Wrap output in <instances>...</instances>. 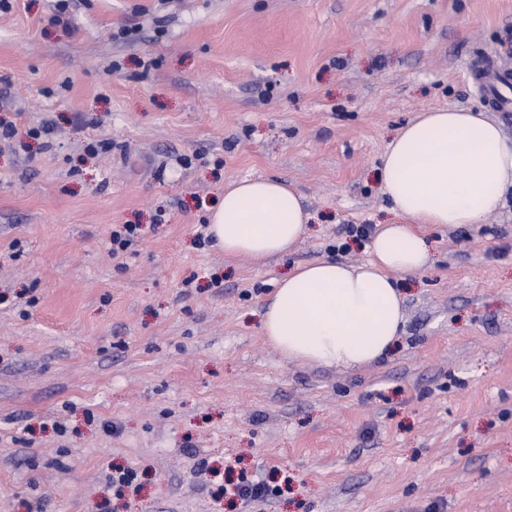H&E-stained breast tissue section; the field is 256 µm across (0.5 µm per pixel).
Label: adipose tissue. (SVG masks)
<instances>
[{
  "label": "adipose tissue",
  "instance_id": "1",
  "mask_svg": "<svg viewBox=\"0 0 512 512\" xmlns=\"http://www.w3.org/2000/svg\"><path fill=\"white\" fill-rule=\"evenodd\" d=\"M378 179L394 220L378 225L369 259L317 260L276 283L261 330L288 361L354 370L383 359L404 323L399 279L433 261L422 225L475 224L496 208L512 184V143L481 113L424 112L389 144ZM306 221L295 189L246 178L225 186L208 233L225 254L262 266L294 249Z\"/></svg>",
  "mask_w": 512,
  "mask_h": 512
}]
</instances>
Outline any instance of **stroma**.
<instances>
[{"label": "stroma", "mask_w": 512, "mask_h": 512, "mask_svg": "<svg viewBox=\"0 0 512 512\" xmlns=\"http://www.w3.org/2000/svg\"><path fill=\"white\" fill-rule=\"evenodd\" d=\"M9 4L0 512H512V187L481 223L426 226L377 364L289 362L259 323L284 273L366 259L344 227L389 219L375 173L401 126L484 110L464 65L512 51V0ZM246 177L310 216L263 266L197 241ZM116 224L144 229L117 260ZM242 474L275 493H221Z\"/></svg>", "instance_id": "stroma-1"}]
</instances>
